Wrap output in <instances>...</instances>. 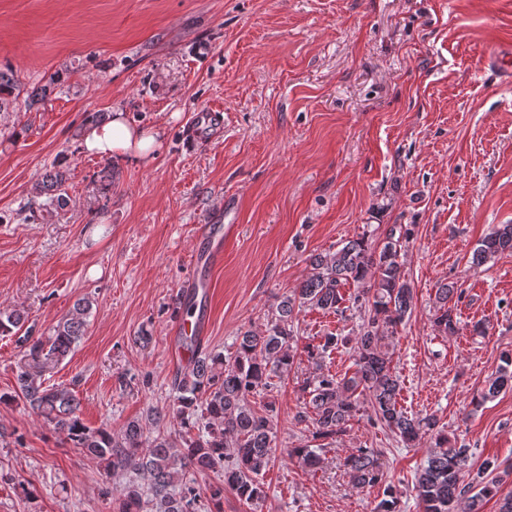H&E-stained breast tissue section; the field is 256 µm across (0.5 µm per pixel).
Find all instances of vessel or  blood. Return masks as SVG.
Instances as JSON below:
<instances>
[{"label":"vessel or blood","instance_id":"obj_1","mask_svg":"<svg viewBox=\"0 0 512 512\" xmlns=\"http://www.w3.org/2000/svg\"><path fill=\"white\" fill-rule=\"evenodd\" d=\"M504 82L512 81V46L500 47L488 60ZM235 225L225 223L223 211H216L211 224L205 225L202 235L208 241L205 251L195 253L196 276L188 278L183 285L185 297L193 299L195 306L190 313L180 316L172 329L170 339L173 362L189 363L197 348L203 347L210 332V318L205 309L210 283L205 270L219 265L224 257V243L234 237Z\"/></svg>","mask_w":512,"mask_h":512}]
</instances>
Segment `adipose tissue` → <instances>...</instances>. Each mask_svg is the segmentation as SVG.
Wrapping results in <instances>:
<instances>
[{
    "mask_svg": "<svg viewBox=\"0 0 512 512\" xmlns=\"http://www.w3.org/2000/svg\"><path fill=\"white\" fill-rule=\"evenodd\" d=\"M86 153L102 158L113 156L134 162L152 157L159 147L156 134L140 129L124 113H115L102 124L87 126L82 136Z\"/></svg>",
    "mask_w": 512,
    "mask_h": 512,
    "instance_id": "adipose-tissue-1",
    "label": "adipose tissue"
}]
</instances>
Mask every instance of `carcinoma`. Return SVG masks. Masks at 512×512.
<instances>
[{
  "label": "carcinoma",
  "mask_w": 512,
  "mask_h": 512,
  "mask_svg": "<svg viewBox=\"0 0 512 512\" xmlns=\"http://www.w3.org/2000/svg\"><path fill=\"white\" fill-rule=\"evenodd\" d=\"M17 79L0 71V108L9 105ZM413 236L412 225L391 224L385 230L383 246L369 239L348 240L333 252L309 259L310 274L303 284L282 297L268 328L262 335L246 331L238 336L234 355L206 354L176 375L178 419L186 437L176 443L170 436L144 435L141 424L132 421L117 434L91 429L79 416L72 389L64 384L46 383V372L60 364L81 339L87 326L90 303L78 301L71 317L60 322L48 337L27 332L21 343L27 346L16 367L18 394L34 413L54 424L74 447L104 464L106 474L125 475L127 480L115 502V512H222L224 487L245 502L266 498L262 476L275 457V407L265 401L255 407L251 398L269 395L274 379L292 369L295 310L314 307L337 312L351 303L360 313L353 346L354 372L340 378L330 371L304 380L301 391L309 410L296 416L311 422L313 437L331 439L346 431L359 411L360 399L373 408L374 423L388 429L406 446L427 435L433 444L424 465L415 473L412 490L422 512H481L487 499L498 498V512H512V491L501 494L503 476L512 465L487 458L472 470V453L465 446H453L445 427L433 415L412 417L399 404L401 385L391 367L386 344L389 329L401 323L414 307V290L406 279L401 261L402 247ZM504 253H512V224H502L484 236L473 253V263L486 264ZM353 292L345 295V286ZM462 293L455 283L437 290L435 327L443 333L456 330L453 311ZM25 324L20 313L0 312V335L19 331ZM348 344V339L327 334L317 346L307 347L309 359L319 363L326 354ZM512 389V356L492 374L479 401ZM201 430L206 436L193 439ZM288 455L307 468L320 463L314 448H291ZM378 448H357L345 458L352 480L361 489L378 485ZM220 478L207 488V504L187 473ZM400 497L389 486L376 512H399Z\"/></svg>",
  "instance_id": "carcinoma-1"
}]
</instances>
